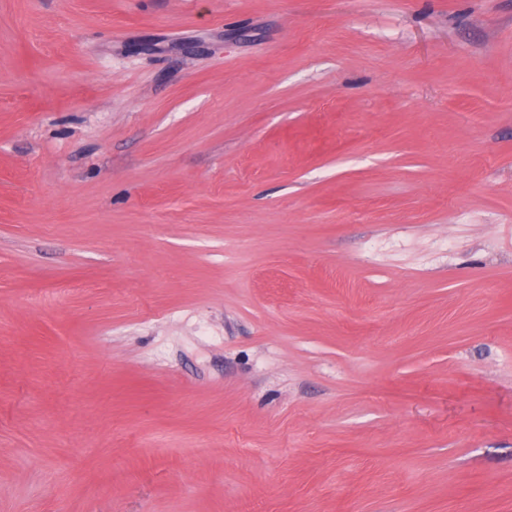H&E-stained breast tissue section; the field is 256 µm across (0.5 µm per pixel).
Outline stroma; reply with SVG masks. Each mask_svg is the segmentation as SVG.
<instances>
[{
	"mask_svg": "<svg viewBox=\"0 0 512 512\" xmlns=\"http://www.w3.org/2000/svg\"><path fill=\"white\" fill-rule=\"evenodd\" d=\"M0 512H512V0H0Z\"/></svg>",
	"mask_w": 512,
	"mask_h": 512,
	"instance_id": "1",
	"label": "stroma"
}]
</instances>
